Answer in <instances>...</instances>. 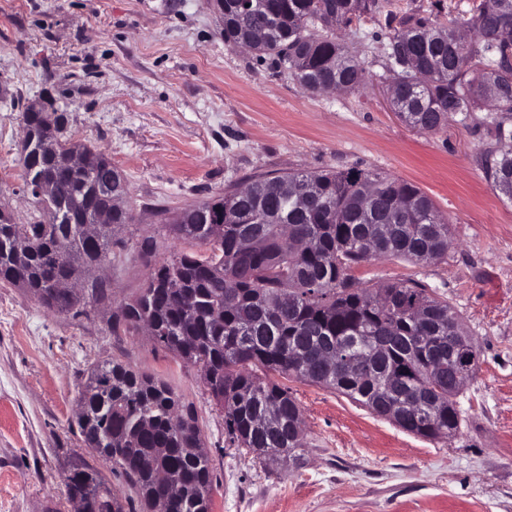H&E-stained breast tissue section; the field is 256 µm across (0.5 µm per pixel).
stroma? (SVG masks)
I'll return each mask as SVG.
<instances>
[{"label":"stroma","mask_w":512,"mask_h":512,"mask_svg":"<svg viewBox=\"0 0 512 512\" xmlns=\"http://www.w3.org/2000/svg\"><path fill=\"white\" fill-rule=\"evenodd\" d=\"M367 20L346 31L366 69L354 93H305L288 73L224 41L213 0H0V210L32 223L19 161L30 103L62 110L65 132L105 151L124 176L133 220L100 273L106 305L80 316L0 283V512H77L63 484L86 458L77 427L88 371L118 361L192 403L211 463L212 512H512V200L477 162L478 133L403 124ZM374 168L413 183L451 227L448 256L354 268L363 282L414 279L456 308L476 341V375L456 397L464 422L429 440L337 392L290 379L303 414L299 461L273 470L230 446L201 372L145 329L113 333L110 314L141 288L139 257L191 251L157 221L262 175Z\"/></svg>","instance_id":"obj_1"}]
</instances>
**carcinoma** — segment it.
<instances>
[{"instance_id":"obj_1","label":"carcinoma","mask_w":512,"mask_h":512,"mask_svg":"<svg viewBox=\"0 0 512 512\" xmlns=\"http://www.w3.org/2000/svg\"><path fill=\"white\" fill-rule=\"evenodd\" d=\"M388 0H224V41L288 71L309 93L331 81L347 92L365 84V70L334 27L379 14ZM444 0L400 15L388 12L371 39L382 44L384 79L397 86L399 118L423 134L455 119L481 135L486 178L512 197V0H469L449 24ZM431 72L419 75L415 60ZM38 149L22 166L25 187L57 183L59 195L34 198L37 219L16 224L0 212V282L28 290L45 307L79 315L82 297L61 284L84 276L92 299L108 297L95 275L130 223L125 207L95 191L92 180L124 177L101 150L63 134L53 112H25ZM83 153L72 167L63 153ZM97 210L112 223L92 235L84 222ZM200 252L151 265L113 328L149 323L154 340L198 367L224 435L263 462L269 449L292 460L301 441L282 442L259 426L270 407L300 427L301 409L277 378L334 390L406 432L435 439L460 432L461 415L448 384L458 348L479 353L447 299L418 281L367 284L354 267L375 257L413 263L448 255L447 218L417 186L375 169H327L261 176L177 213L166 225ZM78 429L86 451L121 470L143 512L160 498L165 512H211L212 471L193 405L163 380L120 362L93 368L80 393ZM81 512H114L123 492L78 459L65 475Z\"/></svg>"}]
</instances>
